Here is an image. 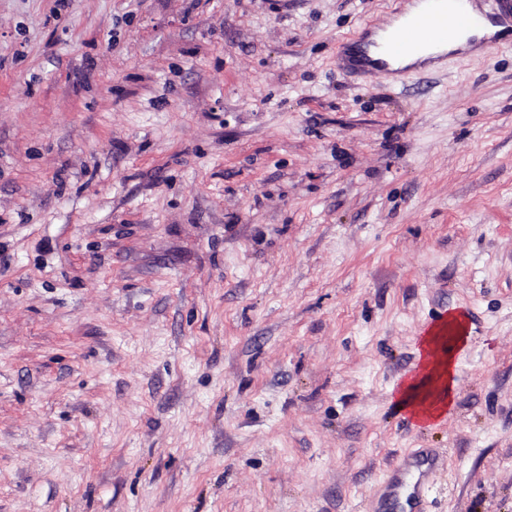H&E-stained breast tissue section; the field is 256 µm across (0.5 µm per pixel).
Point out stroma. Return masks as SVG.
I'll list each match as a JSON object with an SVG mask.
<instances>
[{
    "label": "stroma",
    "instance_id": "35a3bbf8",
    "mask_svg": "<svg viewBox=\"0 0 512 512\" xmlns=\"http://www.w3.org/2000/svg\"><path fill=\"white\" fill-rule=\"evenodd\" d=\"M404 3L0 0V512H512V40L342 71ZM430 334L448 336H465L467 334L466 321L460 319L455 314H449L447 311L432 322L427 330V336ZM439 464L435 453L406 456L384 480L380 512H421V505L431 487V478Z\"/></svg>",
    "mask_w": 512,
    "mask_h": 512
}]
</instances>
